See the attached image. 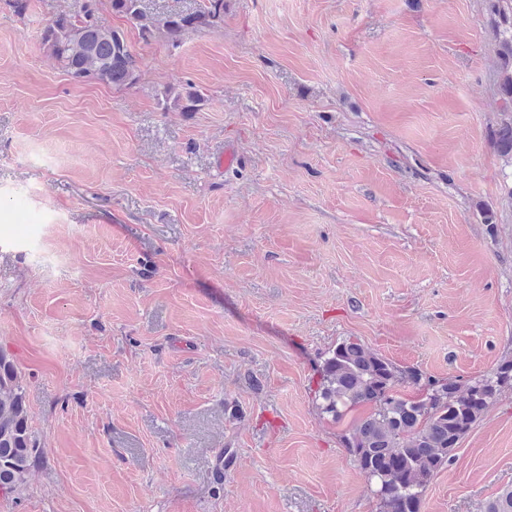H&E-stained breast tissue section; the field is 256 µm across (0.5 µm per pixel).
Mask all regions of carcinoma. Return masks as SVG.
Wrapping results in <instances>:
<instances>
[{"instance_id": "carcinoma-1", "label": "carcinoma", "mask_w": 512, "mask_h": 512, "mask_svg": "<svg viewBox=\"0 0 512 512\" xmlns=\"http://www.w3.org/2000/svg\"><path fill=\"white\" fill-rule=\"evenodd\" d=\"M112 12L138 27L142 41L155 27L144 22L142 0H110ZM99 0H78L74 11L55 17L42 44L75 84L102 82L133 86L138 59L123 30L98 21ZM492 30L499 60L502 117L491 131L499 153L512 159V0H492ZM224 0H203L192 12L174 10L164 19L169 41L199 28L218 25ZM204 102L198 91H166L163 108L173 104L194 112ZM316 392L319 409L340 420L358 405L371 406L342 444L368 483L376 485L379 512H420L423 494L451 460L460 440L512 385V360L466 384L454 377L432 379L416 368H400L354 340L338 344L324 358ZM40 464L28 422L25 389L10 355L0 350V490L13 492ZM485 512H512V490L490 501Z\"/></svg>"}]
</instances>
